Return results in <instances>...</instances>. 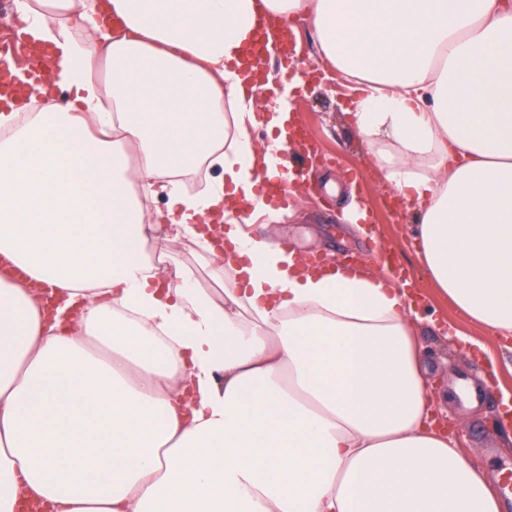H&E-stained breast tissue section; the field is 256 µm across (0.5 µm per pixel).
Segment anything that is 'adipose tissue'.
<instances>
[{
	"label": "adipose tissue",
	"instance_id": "obj_1",
	"mask_svg": "<svg viewBox=\"0 0 512 512\" xmlns=\"http://www.w3.org/2000/svg\"><path fill=\"white\" fill-rule=\"evenodd\" d=\"M13 4L68 99L0 96V255L25 273L0 276V512H503L437 426L406 292L233 217L293 178L296 115L241 65L255 18L305 20L433 286L512 335V0ZM184 238L223 300L146 252Z\"/></svg>",
	"mask_w": 512,
	"mask_h": 512
}]
</instances>
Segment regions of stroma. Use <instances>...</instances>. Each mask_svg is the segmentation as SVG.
Returning a JSON list of instances; mask_svg holds the SVG:
<instances>
[{"label": "stroma", "instance_id": "1", "mask_svg": "<svg viewBox=\"0 0 512 512\" xmlns=\"http://www.w3.org/2000/svg\"><path fill=\"white\" fill-rule=\"evenodd\" d=\"M291 28L299 50L298 68L310 79L303 86L290 87L279 78L278 56H266L269 86L258 98L271 104L290 93L297 122L308 129L316 155L308 161V178L293 186L285 215L278 222L255 225L254 231L306 256L333 261L350 254L376 273L382 270L383 253L396 255L413 273L425 303L415 331L424 347L429 380L448 400L450 416L443 424L460 433L465 457L488 472L493 487H500L504 474L512 471V425L500 422L505 412L502 398L512 395V351L469 321L425 277L412 237L415 216L399 210L393 187L379 177L368 145L346 114L355 94L354 82L323 62L308 22L296 21ZM359 203L367 206L376 235L361 232L347 219V212ZM450 326L484 344L485 352L470 353L447 335ZM461 379L472 381L473 400L457 396L455 385Z\"/></svg>", "mask_w": 512, "mask_h": 512}]
</instances>
